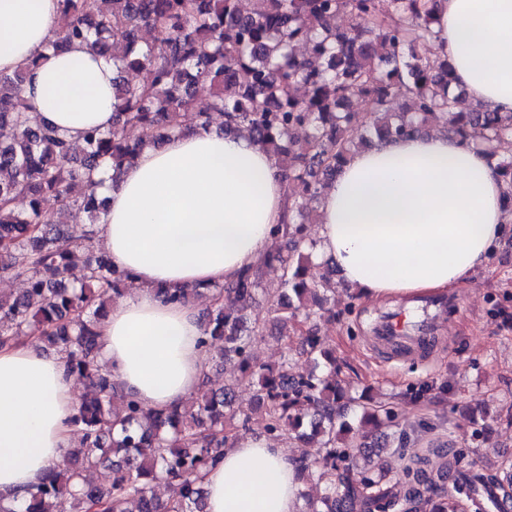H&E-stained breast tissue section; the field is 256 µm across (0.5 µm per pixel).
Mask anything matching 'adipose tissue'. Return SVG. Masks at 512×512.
I'll return each instance as SVG.
<instances>
[{"instance_id": "obj_1", "label": "adipose tissue", "mask_w": 512, "mask_h": 512, "mask_svg": "<svg viewBox=\"0 0 512 512\" xmlns=\"http://www.w3.org/2000/svg\"><path fill=\"white\" fill-rule=\"evenodd\" d=\"M62 25L59 0H0V72L42 57L23 88L31 118L78 142L111 128L115 72L79 43L49 52ZM434 29L468 99L512 112V0H443ZM104 194L98 239L132 289L99 327L100 355L125 393L166 409L196 391L209 353L198 305L157 289L221 285L263 260L288 210L282 171L248 139L200 127L145 148ZM317 220L314 261L331 260L367 302L460 286L512 229L494 161L438 131L354 152ZM75 390L64 359L36 339L0 348V498L72 452ZM202 486L206 512H299L296 462L261 433L232 438Z\"/></svg>"}]
</instances>
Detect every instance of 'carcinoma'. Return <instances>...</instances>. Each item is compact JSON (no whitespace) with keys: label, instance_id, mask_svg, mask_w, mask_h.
<instances>
[{"label":"carcinoma","instance_id":"carcinoma-1","mask_svg":"<svg viewBox=\"0 0 512 512\" xmlns=\"http://www.w3.org/2000/svg\"><path fill=\"white\" fill-rule=\"evenodd\" d=\"M60 5L66 24L50 49L79 42L112 56L114 118L111 130L91 128L73 144L30 122L22 87L39 60L0 73V126L12 130L0 142V276L27 282L21 294L0 295V347L32 335L87 385L72 420L82 447L24 500H0V512H205L204 473L224 457L231 435L250 431L257 412L266 434L299 441V477L309 473L324 485L308 512H458V497L437 493L434 453L466 497L511 503V465L496 474L465 470L455 448L410 457L396 492L386 471L359 466L372 452L348 441L345 389L336 376L317 374L319 359L333 363L307 327L326 311L325 287L307 280L310 255L292 217L273 231L287 249L263 262L277 272L271 323L250 327L237 315L259 284L257 266L210 289L203 314L209 360L234 363L237 381L256 388V407L226 413L235 386L222 383L189 405L152 410L119 392L98 360V321L126 277L95 244L105 214L97 189L108 174L117 181L146 145L206 126L213 114L278 159L298 209L318 200L365 134L414 136L431 119L485 148L512 201V155L501 153L512 141V113L459 109L448 63L425 56L439 0H251L247 10L242 0H112L109 12L98 0ZM143 30L161 37L146 42ZM139 70L151 75L148 83L124 81ZM50 202L55 218L45 210ZM75 210L91 222L63 219ZM77 266L83 276L72 281ZM197 295L195 287L163 291L174 302ZM269 326L299 337L314 367L290 374L286 359L254 362L251 338ZM101 466L112 468L107 486L95 481ZM159 481L170 488L165 501L155 493Z\"/></svg>","mask_w":512,"mask_h":512}]
</instances>
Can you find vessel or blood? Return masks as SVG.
I'll use <instances>...</instances> for the list:
<instances>
[{
    "instance_id": "vessel-or-blood-1",
    "label": "vessel or blood",
    "mask_w": 512,
    "mask_h": 512,
    "mask_svg": "<svg viewBox=\"0 0 512 512\" xmlns=\"http://www.w3.org/2000/svg\"><path fill=\"white\" fill-rule=\"evenodd\" d=\"M435 342V323L424 308L382 321L373 338L377 352L393 363L426 359Z\"/></svg>"
}]
</instances>
